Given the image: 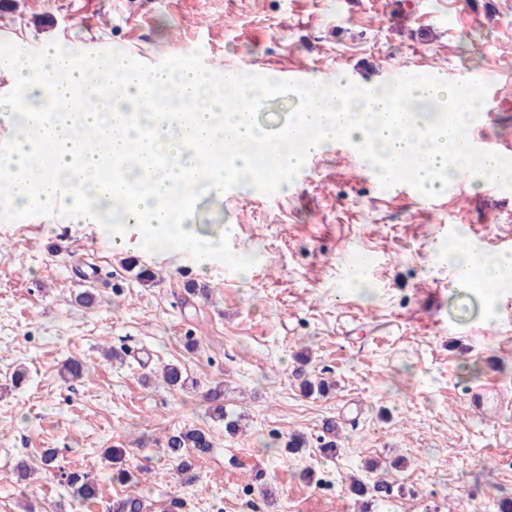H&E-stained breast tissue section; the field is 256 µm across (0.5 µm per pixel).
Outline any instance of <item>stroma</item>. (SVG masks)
Wrapping results in <instances>:
<instances>
[{
    "instance_id": "obj_1",
    "label": "stroma",
    "mask_w": 512,
    "mask_h": 512,
    "mask_svg": "<svg viewBox=\"0 0 512 512\" xmlns=\"http://www.w3.org/2000/svg\"><path fill=\"white\" fill-rule=\"evenodd\" d=\"M46 39L124 51L136 67L303 66L358 85L401 68L451 85L489 74L499 94L482 132L512 142V0H0V53ZM358 149L338 140L261 187L199 191L193 224L224 228L204 267L174 244L120 250L110 225L0 202V512H112L131 493L143 512L174 498L182 512H236L246 486L262 512H358L352 475L398 486L372 512H494L512 494V408L487 423L465 400L481 385L512 400V288L456 284L448 265L459 236L512 256V185L391 193L353 162ZM357 257L362 287L349 276ZM304 350L309 372L336 383L326 396L292 376ZM69 358L85 372L67 385ZM167 364L184 386L163 383ZM216 386L238 433L205 416ZM328 419L342 429L332 458L318 451ZM188 428L214 439L192 484L165 448ZM293 432L308 443L290 454L280 441ZM47 448L63 471L95 478L96 500L77 503L42 471ZM109 448L125 449L137 486L113 481Z\"/></svg>"
}]
</instances>
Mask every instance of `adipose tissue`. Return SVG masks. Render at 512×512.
I'll return each instance as SVG.
<instances>
[{
	"instance_id": "obj_1",
	"label": "adipose tissue",
	"mask_w": 512,
	"mask_h": 512,
	"mask_svg": "<svg viewBox=\"0 0 512 512\" xmlns=\"http://www.w3.org/2000/svg\"><path fill=\"white\" fill-rule=\"evenodd\" d=\"M8 72L29 94L52 90L59 105L52 121L31 113V120L40 124L39 135L16 138L0 156V181L7 186L8 203L32 212L57 208L79 222L95 214L97 205L108 207L113 199L123 198L133 219L115 227L113 243L120 249L130 236L143 239L163 232L200 260L223 252V235L202 238L189 221L197 182L207 180L219 190L231 175L255 187L269 175L256 145L279 149L283 140H296L307 129L314 132L310 147L315 151L338 138L368 146L386 178L398 175L405 160H413L418 185L430 193L471 166L460 142L475 96L444 82L357 87L340 80L317 95L301 87L293 92L299 112L273 135L256 119L262 93L248 79L217 84L196 68L183 66L169 71L131 67L117 80L110 61L78 58L64 41L45 42L35 58L17 53ZM212 87L217 95H209ZM161 88L183 108L171 113L168 126L143 134L141 126L125 121L121 106L128 103L136 111H150ZM421 106L435 112L433 121L419 122ZM81 128L102 137L97 151H80ZM134 148L145 156L161 151L177 162L164 174L140 167L139 192L133 191L126 174L101 179L105 157L122 160ZM448 263L458 283L483 289L499 287L512 276L511 257L477 260L463 239L449 251Z\"/></svg>"
}]
</instances>
